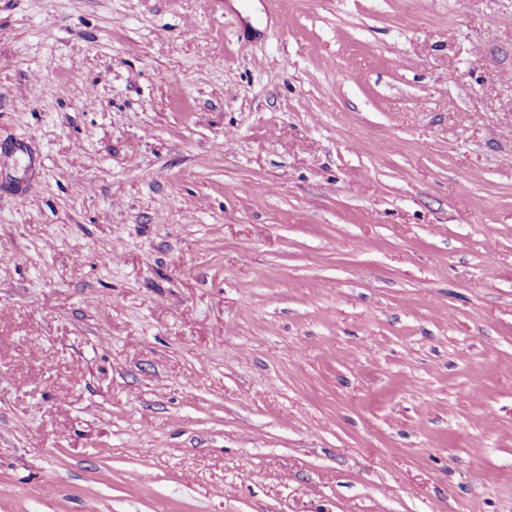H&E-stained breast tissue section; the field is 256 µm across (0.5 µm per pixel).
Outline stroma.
<instances>
[{"label":"stroma","mask_w":512,"mask_h":512,"mask_svg":"<svg viewBox=\"0 0 512 512\" xmlns=\"http://www.w3.org/2000/svg\"><path fill=\"white\" fill-rule=\"evenodd\" d=\"M0 512H512V0H0Z\"/></svg>","instance_id":"stroma-1"}]
</instances>
